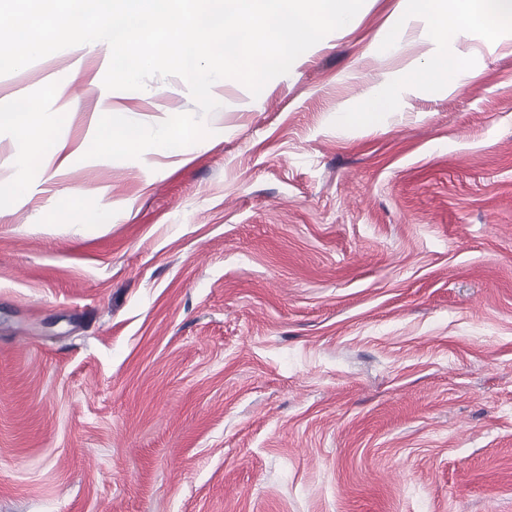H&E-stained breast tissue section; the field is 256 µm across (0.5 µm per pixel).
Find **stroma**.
<instances>
[{
    "label": "stroma",
    "mask_w": 512,
    "mask_h": 512,
    "mask_svg": "<svg viewBox=\"0 0 512 512\" xmlns=\"http://www.w3.org/2000/svg\"><path fill=\"white\" fill-rule=\"evenodd\" d=\"M401 12L216 81L180 153L84 157L196 112L179 78L106 89L85 44L0 75V110L56 88L26 166L0 128V512H512V23L413 88L442 45ZM458 79L455 70L448 65V55L438 54L429 64L409 70L403 77L405 86L433 87L437 85L454 86Z\"/></svg>",
    "instance_id": "35a3bbf8"
}]
</instances>
